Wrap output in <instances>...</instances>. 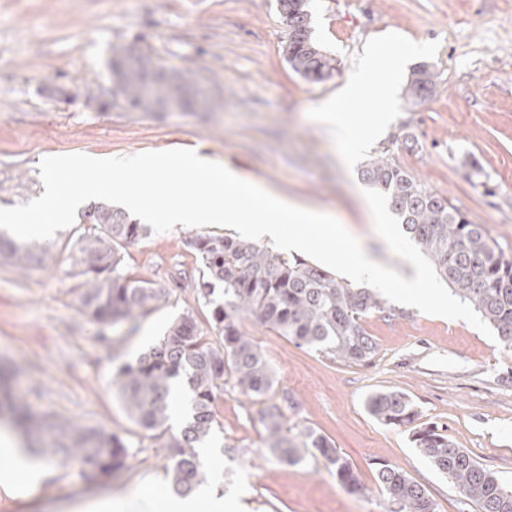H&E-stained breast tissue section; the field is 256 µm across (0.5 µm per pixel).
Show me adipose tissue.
<instances>
[{
    "mask_svg": "<svg viewBox=\"0 0 512 512\" xmlns=\"http://www.w3.org/2000/svg\"><path fill=\"white\" fill-rule=\"evenodd\" d=\"M370 98L380 104L391 101V94L380 75L372 68H364L352 75L340 99L326 101L319 116L332 135L337 136L345 165H355L364 146L374 137L373 127L352 120L350 106L353 100ZM35 472L17 448L11 433L0 434V485L21 488L33 481ZM223 495L212 485L199 486L189 496L180 497L149 488L125 500L120 508H113L111 500H103L96 512H227Z\"/></svg>",
    "mask_w": 512,
    "mask_h": 512,
    "instance_id": "obj_1",
    "label": "adipose tissue"
}]
</instances>
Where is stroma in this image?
Here are the masks:
<instances>
[{"mask_svg": "<svg viewBox=\"0 0 512 512\" xmlns=\"http://www.w3.org/2000/svg\"><path fill=\"white\" fill-rule=\"evenodd\" d=\"M312 9L314 36L337 61L333 77L317 84L289 67L288 27L275 0H0V207L41 196L40 163L48 156L190 149L330 209L383 265L406 273L408 262L370 221L357 168L342 164L338 142L316 118L364 62L388 74L394 95L385 134L365 157L388 153L512 256V0H312ZM384 37L400 49L396 62L367 53ZM126 45L193 71L220 94V108L133 112L88 98L108 91V60ZM419 64L437 82L413 105L403 87ZM402 131L413 135L412 146L398 140ZM93 230L78 221L57 232L26 272L0 263V363L17 367L11 390L30 410L107 428L131 442V458L96 481L75 465H47L26 491L0 489V512H85L149 484L171 488L160 440L128 415L112 375L176 317L207 323L210 308L193 288L199 261L186 245L194 230L178 225L125 246L127 276L173 296L136 329L117 325L101 338L78 309L73 260L79 236ZM364 326L377 352L370 364L349 366L252 319L241 322L296 403L285 413L287 429L330 438L362 492H348L323 460L279 461L263 443L260 402L229 385L215 402L211 443L221 466L212 483L250 512H388L374 477L376 462L387 461L428 490L437 512H476L405 430L366 411L370 392L397 390L415 402L421 421L443 426L512 488V346L464 320L397 303Z\"/></svg>", "mask_w": 512, "mask_h": 512, "instance_id": "35a3bbf8", "label": "stroma"}]
</instances>
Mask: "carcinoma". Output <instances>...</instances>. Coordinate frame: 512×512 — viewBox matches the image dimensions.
Returning <instances> with one entry per match:
<instances>
[{
    "label": "carcinoma",
    "instance_id": "1",
    "mask_svg": "<svg viewBox=\"0 0 512 512\" xmlns=\"http://www.w3.org/2000/svg\"><path fill=\"white\" fill-rule=\"evenodd\" d=\"M311 0H276L288 26L283 53L291 69L310 82H321L337 70L336 59L313 38ZM112 99L129 109L160 112L178 97L184 112L217 108L213 97L189 69L168 68L141 50L126 46L112 51ZM433 73L423 64L413 68L404 87L407 100L425 101L433 92ZM360 177L388 194L389 207L419 249L433 262L438 276L512 344V258L489 240L481 224L472 223L448 199L432 191L390 157L377 155L360 169ZM97 231L83 235L75 257L85 280L79 284V311L99 327L116 324L136 328L143 317L168 304L172 292L127 277L121 250L147 234L146 225L108 202L90 204L81 215ZM201 265L194 284L206 300L221 290L208 326L190 314L177 317L167 333L146 353L119 366L112 383L132 419L143 429L165 435L173 388L192 393L182 430L167 438L169 472L174 491L187 495L205 480L201 448L218 421L217 394L231 381L246 396L263 398L274 388L272 371L258 344L241 330L245 316L288 337L299 347L319 350L338 361L367 365L377 345L363 321L391 311L378 292L352 288L323 268L300 258L287 259L244 238L198 234L188 240ZM0 259L23 272L39 260L30 247L0 237ZM366 406L381 423L407 428L410 442L478 512H512V490L448 438L433 422L420 421L414 403L402 392L371 394ZM7 407L32 437L33 452L63 466L75 462L86 478L98 480L126 466L130 443L104 428L76 420L54 422L28 411L0 379V408ZM293 407L288 391L279 402L259 411L265 445L281 461L297 463L305 455L321 457L349 492L363 489L357 472L329 438L306 428L289 438L283 434L284 410ZM375 480L390 512H437L425 487L402 468L380 462Z\"/></svg>",
    "mask_w": 512,
    "mask_h": 512
}]
</instances>
